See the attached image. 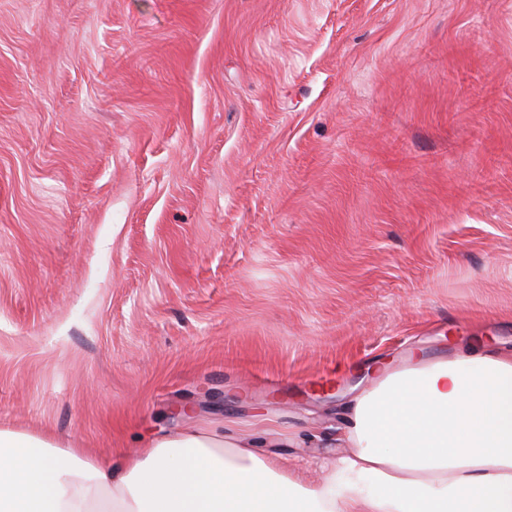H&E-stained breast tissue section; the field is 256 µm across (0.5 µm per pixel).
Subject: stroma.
Returning a JSON list of instances; mask_svg holds the SVG:
<instances>
[{"label": "stroma", "instance_id": "35a3bbf8", "mask_svg": "<svg viewBox=\"0 0 512 512\" xmlns=\"http://www.w3.org/2000/svg\"><path fill=\"white\" fill-rule=\"evenodd\" d=\"M477 337L512 0H0V429L105 466L195 406L297 470L377 362Z\"/></svg>", "mask_w": 512, "mask_h": 512}]
</instances>
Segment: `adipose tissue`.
I'll list each match as a JSON object with an SVG mask.
<instances>
[{
  "label": "adipose tissue",
  "mask_w": 512,
  "mask_h": 512,
  "mask_svg": "<svg viewBox=\"0 0 512 512\" xmlns=\"http://www.w3.org/2000/svg\"><path fill=\"white\" fill-rule=\"evenodd\" d=\"M311 483L220 426L111 467L0 430V512H512V353L380 367Z\"/></svg>",
  "instance_id": "1"
}]
</instances>
